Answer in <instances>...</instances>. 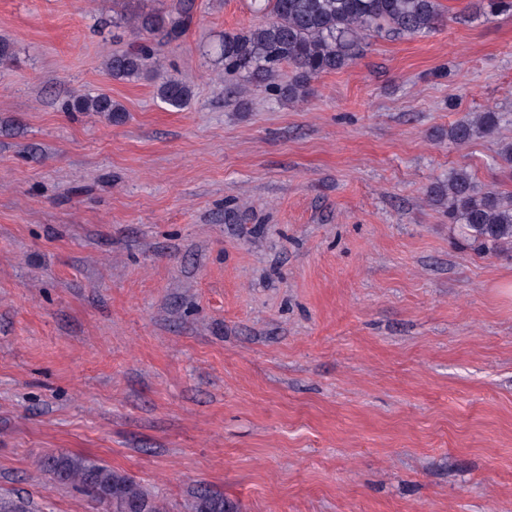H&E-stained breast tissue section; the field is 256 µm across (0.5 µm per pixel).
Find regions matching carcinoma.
Here are the masks:
<instances>
[{
  "mask_svg": "<svg viewBox=\"0 0 512 512\" xmlns=\"http://www.w3.org/2000/svg\"><path fill=\"white\" fill-rule=\"evenodd\" d=\"M256 12L267 16L261 24L224 33L219 55L224 74L240 77L245 85L263 86L287 102L311 93L310 82L350 66L369 37L423 36L445 26L447 16L439 0H254ZM193 0H179L167 13L139 12L123 16L142 35V41L121 53H110L106 66L118 79L138 78L161 47L177 39L194 20ZM512 0H474L478 16L509 13ZM295 69L292 81L282 84L280 68ZM156 96L181 111L193 91L172 79L157 85ZM70 112H99L117 120L124 108L104 94L80 95L67 102ZM512 124L511 112H476L448 128V140L464 145L494 134ZM431 196L448 203V222L461 224L473 244L487 252L512 248V193L491 185L478 188L471 174L461 168L433 187ZM50 481L72 486L109 512H171L169 504L129 475L111 467L62 453H51L41 462ZM0 512H30L22 498L0 496ZM191 512H229L224 496L208 492L194 496Z\"/></svg>",
  "mask_w": 512,
  "mask_h": 512,
  "instance_id": "obj_1",
  "label": "carcinoma"
}]
</instances>
